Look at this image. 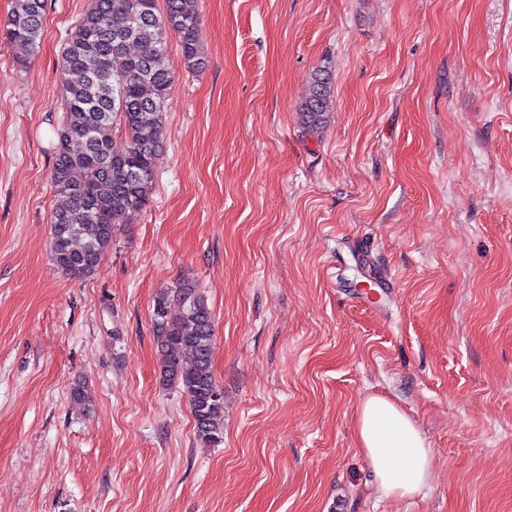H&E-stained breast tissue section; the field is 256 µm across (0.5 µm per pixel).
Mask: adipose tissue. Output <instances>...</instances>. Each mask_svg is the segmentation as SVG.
Instances as JSON below:
<instances>
[{"instance_id":"1","label":"adipose tissue","mask_w":512,"mask_h":512,"mask_svg":"<svg viewBox=\"0 0 512 512\" xmlns=\"http://www.w3.org/2000/svg\"><path fill=\"white\" fill-rule=\"evenodd\" d=\"M356 438L383 496L411 497L432 481V453L425 437L406 412L388 399L372 395L362 402Z\"/></svg>"}]
</instances>
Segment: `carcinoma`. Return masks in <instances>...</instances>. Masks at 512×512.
Wrapping results in <instances>:
<instances>
[{
	"instance_id": "cac0c4a2",
	"label": "carcinoma",
	"mask_w": 512,
	"mask_h": 512,
	"mask_svg": "<svg viewBox=\"0 0 512 512\" xmlns=\"http://www.w3.org/2000/svg\"><path fill=\"white\" fill-rule=\"evenodd\" d=\"M89 0L67 33L61 63L63 119L51 180L64 205L51 219V260L68 277L95 274L117 235L114 219L131 220L149 200L155 161L165 144L167 65L175 37L188 67H205L197 0ZM45 0H13L0 47L24 59L40 49ZM330 86L317 71L301 108L305 128L326 122ZM120 135L112 136L113 130ZM151 328L160 377L189 400L197 440L224 438V388L212 371V311L196 282L179 279L154 299Z\"/></svg>"
}]
</instances>
